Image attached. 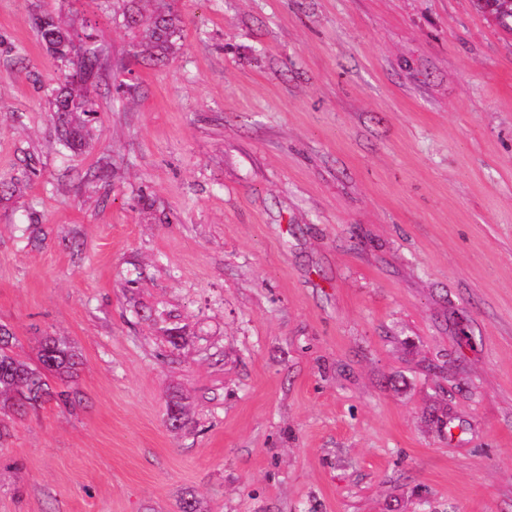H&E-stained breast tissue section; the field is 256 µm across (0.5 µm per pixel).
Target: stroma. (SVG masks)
Returning <instances> with one entry per match:
<instances>
[{
    "label": "stroma",
    "instance_id": "stroma-1",
    "mask_svg": "<svg viewBox=\"0 0 512 512\" xmlns=\"http://www.w3.org/2000/svg\"><path fill=\"white\" fill-rule=\"evenodd\" d=\"M159 9L164 52L124 20ZM45 12L109 55L77 152ZM1 178L0 326L65 337L82 401L0 409V512H512V31L474 0H0Z\"/></svg>",
    "mask_w": 512,
    "mask_h": 512
}]
</instances>
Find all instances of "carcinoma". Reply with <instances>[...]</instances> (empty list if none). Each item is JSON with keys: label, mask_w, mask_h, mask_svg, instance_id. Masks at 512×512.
<instances>
[{"label": "carcinoma", "mask_w": 512, "mask_h": 512, "mask_svg": "<svg viewBox=\"0 0 512 512\" xmlns=\"http://www.w3.org/2000/svg\"><path fill=\"white\" fill-rule=\"evenodd\" d=\"M480 7L493 15L499 24L512 31V4L506 0H478ZM175 19L158 15L145 26L149 41L166 49L175 33ZM40 42L54 60L72 66L64 83L52 92V112L56 117L57 142L70 151L87 144L89 117L94 115V85L106 67L99 47L87 44L91 35L73 33L53 15L36 19ZM13 334L0 327V405L11 404L23 411L51 399L67 406L77 401V394L66 387L55 389L50 378L65 381L79 365V355L64 338L46 336L38 345V364L18 359L12 352ZM168 426L180 429L184 424V408L178 401L168 405Z\"/></svg>", "instance_id": "cac0c4a2"}]
</instances>
